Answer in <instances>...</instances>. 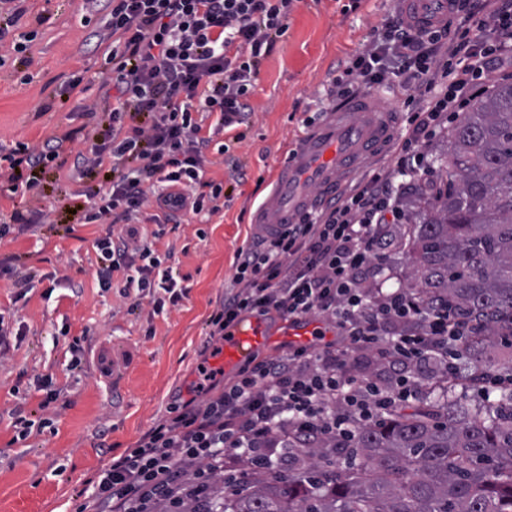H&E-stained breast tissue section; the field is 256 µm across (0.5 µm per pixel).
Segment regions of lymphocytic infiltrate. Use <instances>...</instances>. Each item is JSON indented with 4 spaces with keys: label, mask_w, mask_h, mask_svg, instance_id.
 I'll return each instance as SVG.
<instances>
[{
    "label": "lymphocytic infiltrate",
    "mask_w": 512,
    "mask_h": 512,
    "mask_svg": "<svg viewBox=\"0 0 512 512\" xmlns=\"http://www.w3.org/2000/svg\"><path fill=\"white\" fill-rule=\"evenodd\" d=\"M295 3L84 0L102 16L94 36L104 48V84L115 93L104 107L84 105V112L103 113L104 124L71 167L78 180L104 175L72 195L86 222L109 227L96 242L102 289L125 273L136 304L157 314L187 296L154 241L162 226L187 223L222 195V184L206 177L207 151L214 135L227 130L244 140L258 66L286 35ZM511 49L512 0H482L479 12L427 29L395 14L344 62L333 101L381 85L401 88L410 112L394 144L397 165L427 179L433 175L428 146ZM199 112L214 123L203 127ZM216 149L232 175L246 179L229 145ZM60 150L53 139L18 145L9 156L8 191L31 190L40 174L57 167ZM401 197L392 174L376 171L272 237L239 247L224 299L208 320L211 341L252 315L292 323L316 316L333 340L254 356L225 384L223 368L201 362L190 398L174 400L166 418L101 469L77 512H176L186 488L205 495L215 477L235 480L240 464L271 469L295 443H350L358 426L415 396L413 368L451 373L448 358L472 324L447 300L366 284L386 262L394 226L409 221ZM148 203L157 207L150 234L139 226ZM357 351L373 356L382 377L350 372L347 358Z\"/></svg>",
    "instance_id": "1"
}]
</instances>
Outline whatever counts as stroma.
Returning a JSON list of instances; mask_svg holds the SVG:
<instances>
[{
    "label": "stroma",
    "instance_id": "1",
    "mask_svg": "<svg viewBox=\"0 0 512 512\" xmlns=\"http://www.w3.org/2000/svg\"><path fill=\"white\" fill-rule=\"evenodd\" d=\"M26 7L9 37L17 41L32 32L36 38L0 67V166L18 144L51 136L63 138L60 157L70 164L88 145L65 135L89 124L79 106L102 94L104 60L90 38L99 17L87 13L82 0H28ZM395 9V0H297L287 35L259 68L246 138L231 147L246 180L209 166L208 177L224 187L220 211L206 223L166 229L155 242L157 254L170 255L190 289L162 314L147 304L133 307L123 295L122 274H115L109 290L100 288L95 243L108 227L67 212L64 194L75 183L50 170L25 197L0 191V225L16 211L39 208L52 217L0 239V255L16 256L35 274L23 296L9 275L0 274V318L15 332L0 360V512H75L80 491L99 470L135 447L166 417L171 402L187 397L199 379L206 322L224 299L236 250L253 235L251 215L302 133L303 119L329 107L339 62L365 49ZM74 75L81 76V88L70 93L65 85ZM397 235L403 244L389 248L373 287L416 286L407 227ZM75 342L82 348L76 371L70 368ZM457 369L448 376L423 372V395L448 385L468 404L481 402L462 379L470 371L467 358L458 360ZM41 376L52 377L60 391L53 425L14 442L11 412L18 406L37 411L43 395L35 380Z\"/></svg>",
    "mask_w": 512,
    "mask_h": 512
}]
</instances>
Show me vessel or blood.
I'll use <instances>...</instances> for the list:
<instances>
[{"mask_svg": "<svg viewBox=\"0 0 512 512\" xmlns=\"http://www.w3.org/2000/svg\"><path fill=\"white\" fill-rule=\"evenodd\" d=\"M403 17L417 26L446 19L450 0H399ZM379 92H364L348 104L332 107L307 127L292 147L270 195L255 213L253 232L270 236L290 224L324 193L339 192L344 178L363 165L394 134L397 115L382 102ZM312 322L282 323L271 334L265 318L241 320L219 340L218 359L225 370L248 364L256 352L276 345L300 346L315 335Z\"/></svg>", "mask_w": 512, "mask_h": 512, "instance_id": "1", "label": "vessel or blood"}]
</instances>
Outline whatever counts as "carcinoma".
Here are the masks:
<instances>
[{
    "instance_id": "cac0c4a2",
    "label": "carcinoma",
    "mask_w": 512,
    "mask_h": 512,
    "mask_svg": "<svg viewBox=\"0 0 512 512\" xmlns=\"http://www.w3.org/2000/svg\"><path fill=\"white\" fill-rule=\"evenodd\" d=\"M434 163L440 186L410 216L417 293L476 323L463 350L479 368L489 345L512 346V84L473 102ZM180 512H512V388L469 408L445 387L359 427L350 448H309L238 489L214 483L208 508L188 495Z\"/></svg>"
}]
</instances>
